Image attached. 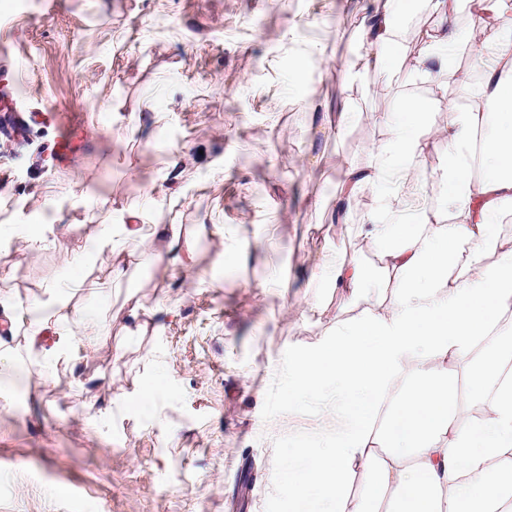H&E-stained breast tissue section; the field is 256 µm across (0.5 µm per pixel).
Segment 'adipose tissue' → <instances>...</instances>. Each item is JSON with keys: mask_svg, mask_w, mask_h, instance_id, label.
Instances as JSON below:
<instances>
[{"mask_svg": "<svg viewBox=\"0 0 512 512\" xmlns=\"http://www.w3.org/2000/svg\"><path fill=\"white\" fill-rule=\"evenodd\" d=\"M432 2L441 23L411 56L396 18L414 0H382L362 22L369 50L344 66V83L361 69L404 63L429 84L453 75L455 50L478 39L491 60L477 80L459 78L470 110L448 105L434 129L431 99L409 98L381 116L387 137L370 166L341 167L337 216L358 206L365 186L380 190L366 234L391 292L358 317L337 319L294 363L290 398H333L347 424L320 451L302 447L281 460L288 512H512V242L498 233L512 212V0H470L479 24L467 30L454 23L458 0ZM431 136L445 147L446 223L427 209L403 217L395 206L418 184ZM492 253L500 259L491 265ZM319 267L353 297L369 274L332 253ZM469 399L480 401V417L466 415Z\"/></svg>", "mask_w": 512, "mask_h": 512, "instance_id": "ef3b65f1", "label": "adipose tissue"}]
</instances>
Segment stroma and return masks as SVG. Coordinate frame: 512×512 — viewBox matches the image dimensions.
Here are the masks:
<instances>
[{
    "instance_id": "1",
    "label": "stroma",
    "mask_w": 512,
    "mask_h": 512,
    "mask_svg": "<svg viewBox=\"0 0 512 512\" xmlns=\"http://www.w3.org/2000/svg\"><path fill=\"white\" fill-rule=\"evenodd\" d=\"M378 0H0V88L27 116L0 132V291L28 302L73 278L83 288L0 337V512H280L278 456L343 427L338 410L288 397V369L333 326L387 295L375 247L358 250L368 189L347 223L331 215L337 164L367 166L387 136L379 118L421 94L442 115L462 92L416 83L408 68L341 69L366 51L361 22ZM350 102L343 133L321 115ZM79 143L60 165L63 131ZM445 161L429 139L420 184L443 213ZM174 225L193 250L184 269L144 236L94 258L92 229ZM43 243L28 252L27 225ZM261 232L260 262L234 267L227 247ZM326 251L369 271L354 301L316 267ZM125 275L113 280L112 268ZM152 308L141 332L135 303ZM106 333L58 352L28 349L39 325L72 314ZM148 408L132 400L146 385Z\"/></svg>"
}]
</instances>
